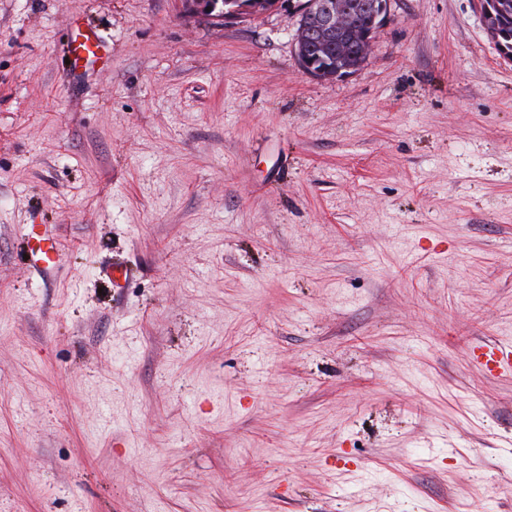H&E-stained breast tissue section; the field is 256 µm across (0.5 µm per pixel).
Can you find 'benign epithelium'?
<instances>
[{
	"mask_svg": "<svg viewBox=\"0 0 512 512\" xmlns=\"http://www.w3.org/2000/svg\"><path fill=\"white\" fill-rule=\"evenodd\" d=\"M185 9L191 14H203L215 17L225 23H232L245 15H253L259 9L256 4L242 0H228L229 8L219 6L218 0H183ZM484 28L491 37L494 46L501 55L512 59V31L503 26V7L499 0H480ZM390 0H380L372 21L361 31L355 33L359 47L360 61L357 67H363L372 50L377 30L388 20ZM351 30L350 18L343 0H329L319 9L313 27L302 26L297 29L295 56L300 70L311 77L321 80H337L351 76L352 68L339 67L336 58L329 51L311 52L309 44L316 39L329 42L337 35Z\"/></svg>",
	"mask_w": 512,
	"mask_h": 512,
	"instance_id": "benign-epithelium-1",
	"label": "benign epithelium"
}]
</instances>
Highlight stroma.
Returning <instances> with one entry per match:
<instances>
[{
    "label": "stroma",
    "instance_id": "obj_1",
    "mask_svg": "<svg viewBox=\"0 0 512 512\" xmlns=\"http://www.w3.org/2000/svg\"><path fill=\"white\" fill-rule=\"evenodd\" d=\"M297 19L0 0V512H512V60L391 0L323 81ZM29 245L28 261L31 267L41 271H48L60 261L59 242L56 236L41 224H30L26 233ZM35 241V246L30 243ZM472 359L489 376L512 374V342H492L472 349Z\"/></svg>",
    "mask_w": 512,
    "mask_h": 512
}]
</instances>
